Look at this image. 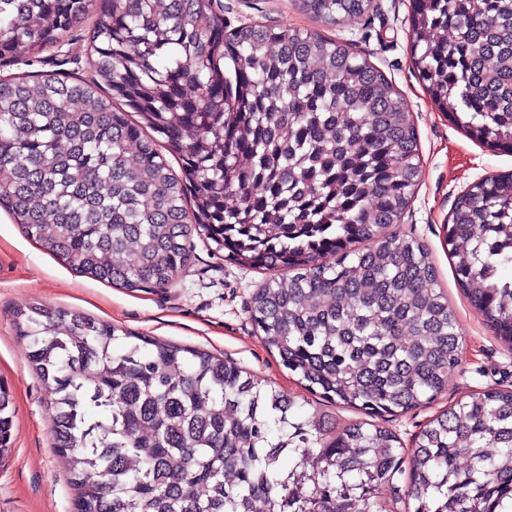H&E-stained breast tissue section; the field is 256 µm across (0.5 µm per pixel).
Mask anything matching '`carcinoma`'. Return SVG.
Here are the masks:
<instances>
[{
  "label": "carcinoma",
  "instance_id": "carcinoma-1",
  "mask_svg": "<svg viewBox=\"0 0 512 512\" xmlns=\"http://www.w3.org/2000/svg\"><path fill=\"white\" fill-rule=\"evenodd\" d=\"M371 6L298 0L327 26ZM88 20L89 77L0 78V209L120 288L172 285L194 231L226 261L279 272L250 319L325 401L376 419L446 391L462 364L454 309L427 246L390 232L420 174L392 81L343 39L228 32L214 0H0V60ZM409 45L436 108L512 153V0H411ZM445 239L472 308L512 346V279L487 278L512 267V173L459 196ZM13 324L50 394L73 512H381L403 475L414 512H512V390L448 407L407 451L384 425L296 421L294 397L234 363L78 310L33 303ZM12 404L0 382V460Z\"/></svg>",
  "mask_w": 512,
  "mask_h": 512
}]
</instances>
